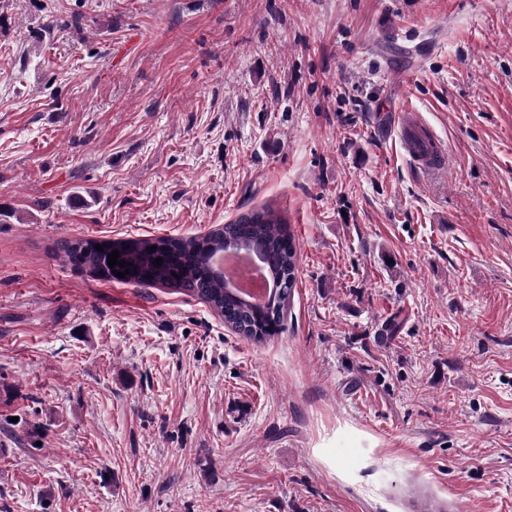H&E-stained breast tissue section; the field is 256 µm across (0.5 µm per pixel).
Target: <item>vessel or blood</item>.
<instances>
[{"instance_id":"vessel-or-blood-1","label":"vessel or blood","mask_w":512,"mask_h":512,"mask_svg":"<svg viewBox=\"0 0 512 512\" xmlns=\"http://www.w3.org/2000/svg\"><path fill=\"white\" fill-rule=\"evenodd\" d=\"M392 131L403 155L417 170L432 178L446 172L447 148L415 108L402 107L394 117Z\"/></svg>"}]
</instances>
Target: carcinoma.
Listing matches in <instances>:
<instances>
[{
  "mask_svg": "<svg viewBox=\"0 0 512 512\" xmlns=\"http://www.w3.org/2000/svg\"><path fill=\"white\" fill-rule=\"evenodd\" d=\"M102 245L104 251L96 250ZM156 250H151V247ZM233 247L252 254L260 253L268 264L272 284L277 288L269 304L262 308L241 300L214 265V257ZM67 261L86 269L95 277L114 279L108 254L117 250L118 261L133 264L136 271L122 281L137 286L173 287L196 297L224 319L237 335L261 343L285 329V319L297 280L295 237L284 218L269 207L254 209L228 224L201 236L188 238H142L134 240L73 239L59 243ZM162 258L161 265L154 260Z\"/></svg>",
  "mask_w": 512,
  "mask_h": 512,
  "instance_id": "obj_1",
  "label": "carcinoma"
}]
</instances>
